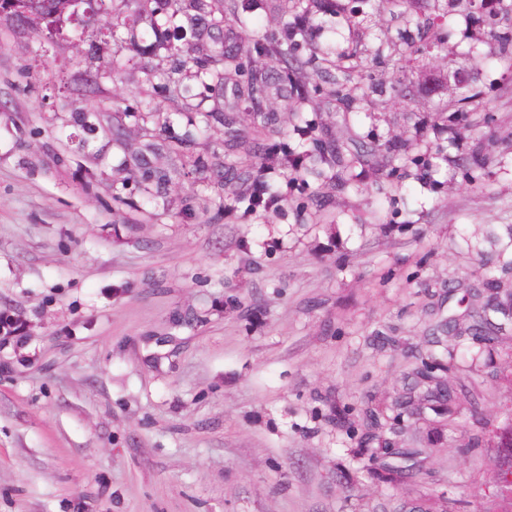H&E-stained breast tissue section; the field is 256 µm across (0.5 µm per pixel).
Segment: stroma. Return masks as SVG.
Listing matches in <instances>:
<instances>
[{"mask_svg": "<svg viewBox=\"0 0 512 512\" xmlns=\"http://www.w3.org/2000/svg\"><path fill=\"white\" fill-rule=\"evenodd\" d=\"M439 16L440 49L420 56L418 24ZM236 42L281 35L276 0ZM318 49L358 53L324 96L309 70L306 119L365 156L359 184L321 195L283 184L280 208L216 214L213 171L115 207L122 134L144 143L141 111H166L145 70L170 65L164 35L135 0H105L48 30L0 14V512H372L391 497L423 512H488L497 451L486 439L512 409V324L492 345L449 338L453 415L392 428L393 447L429 454L421 479L369 477L337 411L391 401L429 347L437 309L465 316L512 294L498 254L512 244V73L466 0H420L414 16L349 0L310 18ZM466 76L490 119L438 113ZM90 114L94 131L78 117ZM421 167L389 184L379 145ZM448 158L435 159L438 146ZM499 162L473 178L477 147ZM249 248H241V238ZM494 270L496 288L483 287ZM446 441H439V431Z\"/></svg>", "mask_w": 512, "mask_h": 512, "instance_id": "obj_1", "label": "stroma"}]
</instances>
